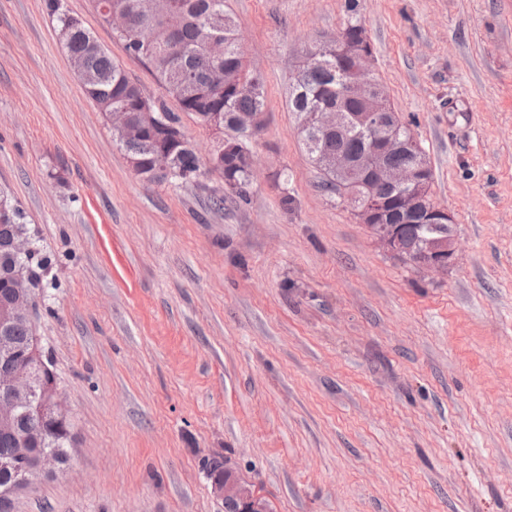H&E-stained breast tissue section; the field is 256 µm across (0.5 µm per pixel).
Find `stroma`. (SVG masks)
<instances>
[{
	"instance_id": "stroma-1",
	"label": "stroma",
	"mask_w": 512,
	"mask_h": 512,
	"mask_svg": "<svg viewBox=\"0 0 512 512\" xmlns=\"http://www.w3.org/2000/svg\"><path fill=\"white\" fill-rule=\"evenodd\" d=\"M64 3L207 157L209 131L90 0ZM344 4L227 0L266 88L242 200L215 172L137 176L45 0H0V186L52 260L36 334L76 434L66 477L13 512H224L207 459L274 512H512V0H360L455 220L444 276L329 199L288 109Z\"/></svg>"
}]
</instances>
